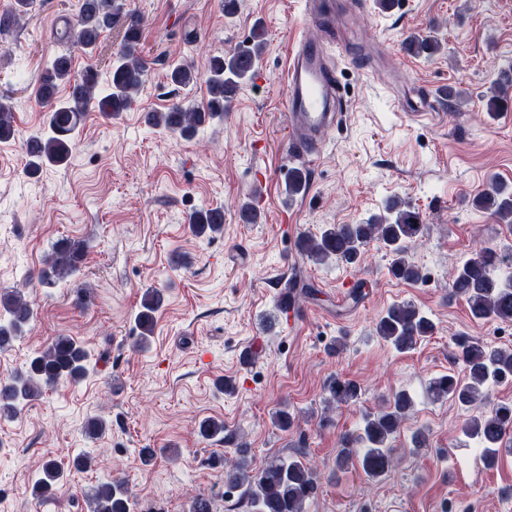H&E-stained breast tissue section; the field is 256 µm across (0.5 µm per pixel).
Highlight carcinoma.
I'll list each match as a JSON object with an SVG mask.
<instances>
[{
  "instance_id": "1",
  "label": "carcinoma",
  "mask_w": 512,
  "mask_h": 512,
  "mask_svg": "<svg viewBox=\"0 0 512 512\" xmlns=\"http://www.w3.org/2000/svg\"><path fill=\"white\" fill-rule=\"evenodd\" d=\"M34 0H14V8L0 15V34L15 31L21 16L28 14ZM126 26L123 42L116 53L107 81L99 88V74L89 68L79 77L72 74L71 57L61 53L48 61L41 76L38 97L48 108L49 134H33L25 141L28 157L27 173L38 176L47 165H61L70 156L71 138L82 122L90 105L102 114L114 117L126 111L140 92L149 71V62L140 50L141 21L126 12L125 0H77L75 21L67 38L77 47L90 52L104 33L118 23ZM407 51L417 56H432L440 48L435 37L412 36L405 42ZM265 49L264 31L256 26L249 39L234 49L211 58L206 79L207 101L198 107L174 104L164 112L147 113V124L183 139L193 138L206 124L224 117L230 99L252 75ZM167 78L176 86H187L197 80L192 68L184 62L169 66ZM65 96L57 99L59 88ZM512 100V80L500 72L492 82L486 111H500ZM14 112L10 100L0 98V142L14 138ZM308 181L307 171L293 168L288 171V194L302 192ZM474 208L488 214L499 224H512V189L492 178L487 187L471 200ZM194 233L203 237L224 228V209L218 206L202 208L189 218ZM423 216L419 209L399 197H393L384 211L370 216L361 224H334L318 235L304 236L299 250L317 263L355 265L360 262L365 246L379 241L393 256L391 274L404 281L422 278L421 270L412 260L413 244L423 232ZM89 249L87 242L62 238L51 246L38 282L57 284L76 272ZM506 254L482 247L473 252L452 276L450 292L465 300L470 314L478 320L512 322V271L502 268ZM163 304L160 291L146 290L136 315L140 343L153 335L155 317ZM0 309L8 318L0 322V350L11 346L34 316V309L20 289L0 293ZM435 324L410 302L391 305L379 318L376 333L398 352H407L420 340L433 335ZM457 358L465 375L445 374L430 384L435 399L451 398L473 409L488 399V388L512 378V350L494 347L480 341H457ZM87 350L71 336L54 337L42 351L36 352L25 369L11 380L0 382V419H11L20 407L38 398L43 389L61 382L77 384L87 373ZM328 403L347 404L361 395L360 386L353 380L336 376L327 385ZM414 401L404 389L393 394L386 406L363 415V424L354 432L344 434L336 468L349 464L357 453L360 467L369 478H377L395 464L391 440L401 421L412 410ZM199 433L206 439L224 436V422L208 418L199 423ZM463 433L477 440L487 463L495 461L504 438L512 433V403H497L491 410L466 420ZM63 480L59 465L48 460L42 475L33 486V495L45 499L56 491ZM224 483L244 489L253 512H305V504L319 492L315 470L295 458L274 459L260 469L253 468L246 448L238 457L224 465ZM90 512H131V502L124 482L114 479L93 487L88 494Z\"/></svg>"
}]
</instances>
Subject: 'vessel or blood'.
<instances>
[{
	"mask_svg": "<svg viewBox=\"0 0 512 512\" xmlns=\"http://www.w3.org/2000/svg\"><path fill=\"white\" fill-rule=\"evenodd\" d=\"M338 10L337 0H303V22L318 35L297 41L285 73L288 149L308 160L321 154L342 117L344 97L333 53L361 42L357 35L339 33Z\"/></svg>",
	"mask_w": 512,
	"mask_h": 512,
	"instance_id": "b4317fda",
	"label": "vessel or blood"
}]
</instances>
